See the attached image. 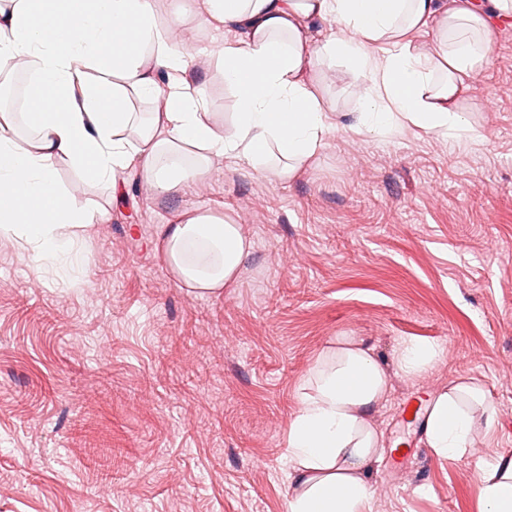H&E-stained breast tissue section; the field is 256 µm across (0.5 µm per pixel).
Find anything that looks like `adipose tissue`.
Segmentation results:
<instances>
[{
    "label": "adipose tissue",
    "mask_w": 512,
    "mask_h": 512,
    "mask_svg": "<svg viewBox=\"0 0 512 512\" xmlns=\"http://www.w3.org/2000/svg\"><path fill=\"white\" fill-rule=\"evenodd\" d=\"M233 34L220 52L236 98L230 123L216 127L188 71L190 55L159 21L157 0H11L0 7V58L33 70L32 132L19 144L0 114V233L37 257L72 261L95 220L58 180L66 159L91 182L111 183L136 167L157 195L185 190L223 156L258 174L294 175L342 127L319 89L303 77L313 54L358 73V110L347 131L426 133L465 128L457 99L485 68L495 30L482 7L457 0H184L182 19ZM334 30L323 34L320 25ZM432 32L434 56L410 35ZM160 102L148 121L132 99ZM159 250L177 283L201 295L232 284L251 243L226 214L186 204L160 225ZM387 373L370 347L340 336L311 368L288 422V512H369L364 468L380 456L370 414L387 393ZM497 412L477 386L461 383L429 410L427 444L444 458L467 452L472 419L463 400ZM483 512H512V461L483 463Z\"/></svg>",
    "instance_id": "1"
}]
</instances>
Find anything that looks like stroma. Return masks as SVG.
Here are the masks:
<instances>
[{"instance_id":"stroma-1","label":"stroma","mask_w":512,"mask_h":512,"mask_svg":"<svg viewBox=\"0 0 512 512\" xmlns=\"http://www.w3.org/2000/svg\"><path fill=\"white\" fill-rule=\"evenodd\" d=\"M179 5L162 0L159 16L224 125L236 105L216 53L229 36L179 21ZM306 77L328 111H357L353 70L316 59ZM467 85L480 140L335 130L288 180L218 159L186 194L157 198L137 169L115 192L57 160L98 216L78 264L0 235V512H286L288 421L339 336L389 373L373 415L387 456L413 440L399 408L423 386L435 397L474 381L498 412L489 426L469 403L464 459L429 449L403 478L387 457L371 463V512H480V465L512 457V28ZM187 201L252 244L220 295L188 292L156 250ZM409 338L441 349L414 379L396 364Z\"/></svg>"}]
</instances>
